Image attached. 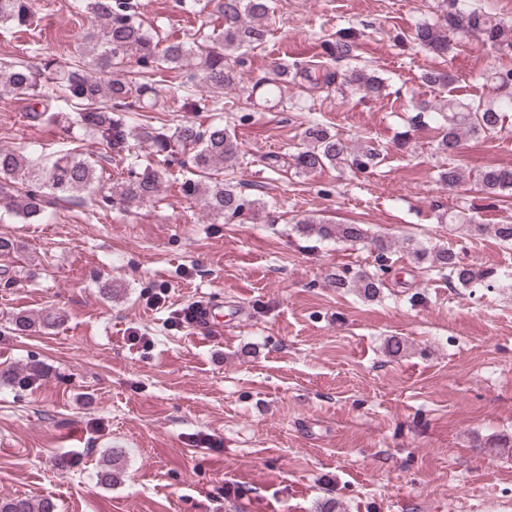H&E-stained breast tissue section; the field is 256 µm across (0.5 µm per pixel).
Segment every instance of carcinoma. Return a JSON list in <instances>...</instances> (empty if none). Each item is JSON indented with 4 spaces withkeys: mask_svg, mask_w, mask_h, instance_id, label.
<instances>
[{
    "mask_svg": "<svg viewBox=\"0 0 512 512\" xmlns=\"http://www.w3.org/2000/svg\"><path fill=\"white\" fill-rule=\"evenodd\" d=\"M212 1L222 20L214 48L188 35L161 44L144 28L129 0H77L75 8L90 15L92 26L84 31L77 55L69 64L60 65L51 52L41 47L33 50L43 57V68L37 72L20 59L0 62L1 94L45 101L43 110L30 113V118L62 123L68 131L79 130L94 137L105 157L119 159L127 170V176L104 189L97 176V161L72 149H61L49 159L34 150L0 148V211L19 217L26 224H39L50 220L59 205L79 200L91 199L101 209L117 207L126 212L133 206L158 203L168 157L180 152L187 157V177L181 182L186 197L201 202L215 221L255 218L264 203L244 196L231 180L195 178L210 171L222 174L236 165L237 145L228 127L215 124L204 129L193 122L180 121L172 127L155 128L135 120L141 112L224 109L220 101L191 94L186 83L162 89L160 80L155 78L164 69H180L195 59L200 83L218 90L234 87L235 65L240 63L243 49L266 42V22L275 12V0H207ZM446 4L438 21L415 29L414 44L446 55L451 38L476 35L495 51L512 56V26L487 15L472 0H446ZM33 23L31 0H0L1 33L27 31ZM353 46L352 33L347 29L327 43L325 50L329 59L345 61L353 58ZM293 76L312 89L336 82L367 98L380 97L386 89L382 78L355 66L334 72L321 62L295 64ZM508 110H512L511 95L497 105L481 100H444L439 112L432 116L439 148L452 155L463 136L500 132ZM304 135L309 147L295 157L296 169L302 172L341 163L364 172L374 166L378 156L374 146L366 144L355 149L316 120L308 124ZM133 140L147 145L154 163L140 162L132 152ZM439 180L457 188L470 180V175L450 163L440 171ZM477 182L488 197H498L512 191V169L489 168L479 174ZM440 220L450 227L463 226L471 233L489 231L500 242L512 245V224H478L474 217L458 209L448 210ZM297 230L323 241L368 242L379 259L402 250L417 268L442 274L462 288L495 284L512 288L511 272L477 269L465 263L453 247L426 246L410 238L400 241L389 236L371 237L360 224H324L312 215L297 221ZM327 279L336 290H353L366 299L375 298L383 285L375 272L348 268L328 274ZM62 322L60 313L45 310L35 317L18 314L12 319V326L24 332L36 326L53 328ZM55 510V504L46 498L17 496L0 500V512Z\"/></svg>",
    "mask_w": 512,
    "mask_h": 512,
    "instance_id": "cac0c4a2",
    "label": "carcinoma"
}]
</instances>
